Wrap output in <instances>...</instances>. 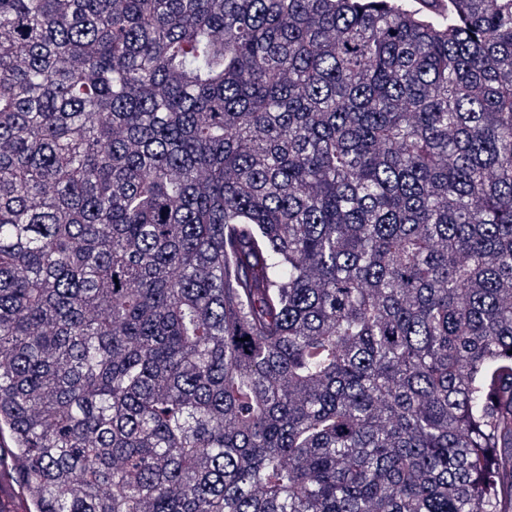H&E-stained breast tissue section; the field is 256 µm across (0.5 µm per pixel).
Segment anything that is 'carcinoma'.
Segmentation results:
<instances>
[{
	"mask_svg": "<svg viewBox=\"0 0 512 512\" xmlns=\"http://www.w3.org/2000/svg\"><path fill=\"white\" fill-rule=\"evenodd\" d=\"M0 437L28 512H512V0H0Z\"/></svg>",
	"mask_w": 512,
	"mask_h": 512,
	"instance_id": "obj_1",
	"label": "carcinoma"
}]
</instances>
